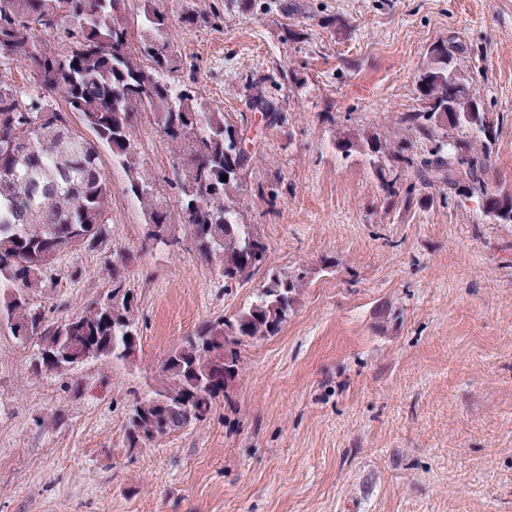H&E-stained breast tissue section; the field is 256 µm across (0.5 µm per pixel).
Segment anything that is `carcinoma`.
I'll return each mask as SVG.
<instances>
[{"instance_id":"cac0c4a2","label":"carcinoma","mask_w":512,"mask_h":512,"mask_svg":"<svg viewBox=\"0 0 512 512\" xmlns=\"http://www.w3.org/2000/svg\"><path fill=\"white\" fill-rule=\"evenodd\" d=\"M141 2L137 48L129 0H0V65H24L39 89L28 93L0 79V334L34 343L30 367L39 377L68 375L92 362L126 363L129 347L141 342L133 292L115 266L112 288L79 313L52 319L42 300L55 261L108 245L112 182L103 150L126 173L125 191L145 216V241L181 248L170 206L157 196L137 151L139 114L152 113L170 143L176 206L224 287L245 285L267 259L256 225L241 219L243 177L252 162L241 129L191 87L164 80L181 65L170 12L164 0ZM452 61L447 45L430 50L417 82L428 108L408 113L405 122L432 147L402 154L397 163L426 185L481 194L484 215L512 224V196L485 184L488 153L448 142L449 124L478 131L487 145L494 136ZM144 74L152 77L147 89ZM251 107L270 125L279 118L277 104L261 93ZM302 280L299 273L269 276L235 314L208 322L169 351L151 393L130 411L129 451L206 421L220 401L230 403V387L243 373L241 346L279 333Z\"/></svg>"}]
</instances>
